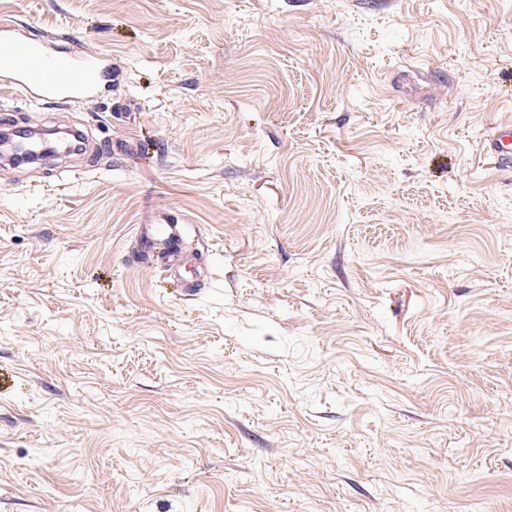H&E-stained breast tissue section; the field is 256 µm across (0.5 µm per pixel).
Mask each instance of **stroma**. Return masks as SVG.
I'll return each mask as SVG.
<instances>
[{
    "mask_svg": "<svg viewBox=\"0 0 512 512\" xmlns=\"http://www.w3.org/2000/svg\"><path fill=\"white\" fill-rule=\"evenodd\" d=\"M113 58L0 165V512H512V0H0ZM190 227L193 291L136 227ZM483 153L499 165L512 163V122L499 124L484 140Z\"/></svg>",
    "mask_w": 512,
    "mask_h": 512,
    "instance_id": "35a3bbf8",
    "label": "stroma"
}]
</instances>
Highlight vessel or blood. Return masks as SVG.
I'll return each instance as SVG.
<instances>
[{"label": "vessel or blood", "mask_w": 512, "mask_h": 512, "mask_svg": "<svg viewBox=\"0 0 512 512\" xmlns=\"http://www.w3.org/2000/svg\"><path fill=\"white\" fill-rule=\"evenodd\" d=\"M70 39L58 36L31 38L26 29L0 25V76L12 89L40 102L65 106L96 93L108 67L106 58L81 60L73 56ZM484 154L499 165L512 163V122L499 124L484 140ZM185 225L174 219L139 225L137 238L142 253L164 259L170 275L178 277L187 269L206 277L207 266L197 251L184 247Z\"/></svg>", "instance_id": "vessel-or-blood-1"}]
</instances>
